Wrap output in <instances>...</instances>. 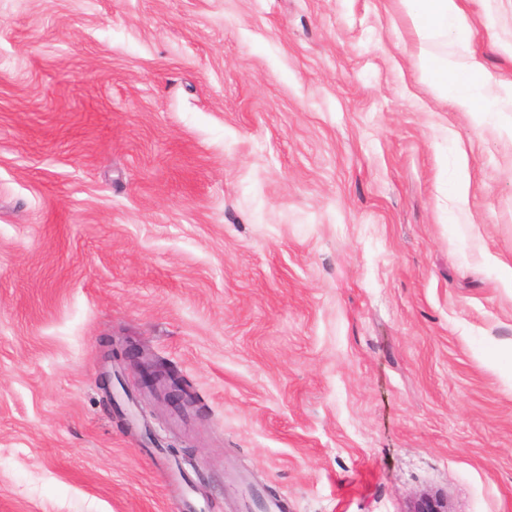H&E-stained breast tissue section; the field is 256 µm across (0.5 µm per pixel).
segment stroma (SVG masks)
Listing matches in <instances>:
<instances>
[{
    "mask_svg": "<svg viewBox=\"0 0 512 512\" xmlns=\"http://www.w3.org/2000/svg\"><path fill=\"white\" fill-rule=\"evenodd\" d=\"M417 53L401 0H0V512H175L158 452L208 512H512V98ZM111 346L112 348L109 350L110 354L106 356V359L113 363H121L122 361L133 362L139 375V384L142 389L147 391L145 386L153 388L159 383H164L167 399L165 400L162 397L164 402L176 409H181L187 405L188 397L186 393L181 390V387H184L183 384L178 383L176 385L172 383L169 376L170 374L171 376L174 375V373L170 372L171 367L162 364L164 361L154 358L136 347L132 348L128 347V345H117L113 339Z\"/></svg>",
    "mask_w": 512,
    "mask_h": 512,
    "instance_id": "1",
    "label": "stroma"
}]
</instances>
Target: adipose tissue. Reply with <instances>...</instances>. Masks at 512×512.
<instances>
[{
	"instance_id": "1",
	"label": "adipose tissue",
	"mask_w": 512,
	"mask_h": 512,
	"mask_svg": "<svg viewBox=\"0 0 512 512\" xmlns=\"http://www.w3.org/2000/svg\"><path fill=\"white\" fill-rule=\"evenodd\" d=\"M417 21L418 66L432 78L441 97L449 99L463 112L482 114L493 111L497 96L482 63L476 58L456 61L430 52L437 39L449 38L465 45L470 41L472 23L460 5V0H401ZM466 70V83L455 82L459 70Z\"/></svg>"
}]
</instances>
